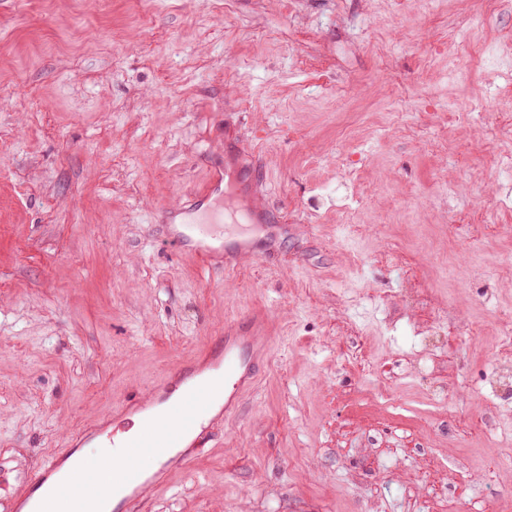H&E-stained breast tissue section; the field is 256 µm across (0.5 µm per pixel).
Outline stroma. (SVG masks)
<instances>
[{
  "instance_id": "1",
  "label": "stroma",
  "mask_w": 512,
  "mask_h": 512,
  "mask_svg": "<svg viewBox=\"0 0 512 512\" xmlns=\"http://www.w3.org/2000/svg\"><path fill=\"white\" fill-rule=\"evenodd\" d=\"M512 0H0V457L36 466L236 320L257 385L137 512L512 503ZM468 119H459L461 110ZM270 217L231 274L162 213Z\"/></svg>"
}]
</instances>
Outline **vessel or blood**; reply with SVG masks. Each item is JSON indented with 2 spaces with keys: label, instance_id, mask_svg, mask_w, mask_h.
<instances>
[{
  "label": "vessel or blood",
  "instance_id": "1",
  "mask_svg": "<svg viewBox=\"0 0 512 512\" xmlns=\"http://www.w3.org/2000/svg\"><path fill=\"white\" fill-rule=\"evenodd\" d=\"M209 200V194L204 193L178 203L176 209L183 222L173 229L172 237L196 252L201 260L234 269L238 259L255 256V242L248 234L226 230L221 217L212 214ZM267 349L268 338L262 324L234 323L226 331L220 349L209 352L204 371L186 370L181 398L166 403L157 394L143 402L147 414L137 432L113 425L105 442L123 449L121 462H113L108 456L93 461L76 457L68 448L54 452L38 469L15 473L12 487L0 492V512H28L34 494L67 463L77 470L94 467L111 472V482L97 488L96 501L116 503L119 512H134L142 493L160 487L159 480L141 466V458L152 457L170 470L191 462L210 440L214 424L211 409L218 407L225 414L233 413L255 377L258 358Z\"/></svg>",
  "mask_w": 512,
  "mask_h": 512
}]
</instances>
